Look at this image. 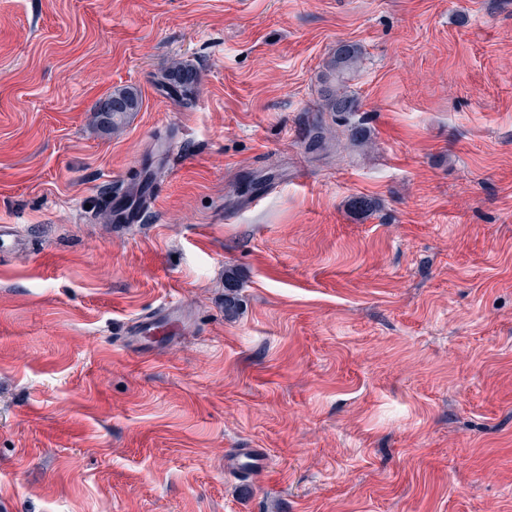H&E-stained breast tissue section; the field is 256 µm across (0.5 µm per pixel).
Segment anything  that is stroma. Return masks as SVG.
<instances>
[{"label": "stroma", "instance_id": "obj_1", "mask_svg": "<svg viewBox=\"0 0 512 512\" xmlns=\"http://www.w3.org/2000/svg\"><path fill=\"white\" fill-rule=\"evenodd\" d=\"M1 224L0 512H512V0H0ZM361 57L362 50L357 44L343 42L336 46L325 64L322 74V112H332L336 123H342L348 115L358 110V100L347 90L345 80L357 69ZM138 106L139 97L134 90H119L100 104L98 112H102V116L109 120L112 127H118L124 122L128 112H134ZM169 306L163 313H158L155 315L137 318L132 321H129L124 330L125 336H145L147 334H151L156 330V325L158 324H168L176 317V309L179 306L178 300H173L169 302Z\"/></svg>", "mask_w": 512, "mask_h": 512}]
</instances>
